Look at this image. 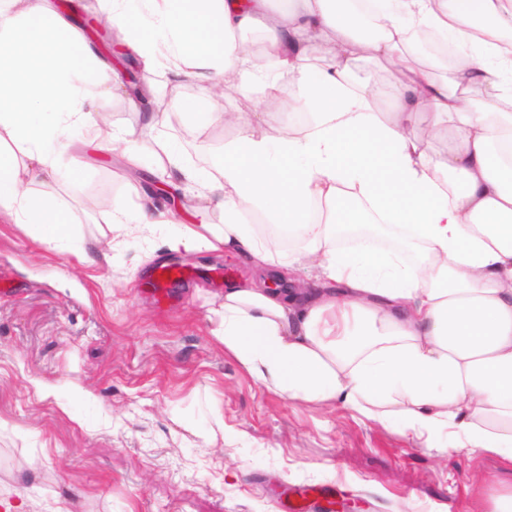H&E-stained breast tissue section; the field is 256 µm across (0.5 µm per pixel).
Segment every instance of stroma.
Listing matches in <instances>:
<instances>
[{
	"label": "stroma",
	"mask_w": 512,
	"mask_h": 512,
	"mask_svg": "<svg viewBox=\"0 0 512 512\" xmlns=\"http://www.w3.org/2000/svg\"><path fill=\"white\" fill-rule=\"evenodd\" d=\"M351 74L387 112L389 65L363 53ZM144 88L165 110L158 125L121 97L106 123L135 131L146 153L163 139L219 153L237 137L198 129L183 110L186 100L211 107L209 83L159 71ZM57 164L59 178L31 190L68 202L69 244L0 218V271L13 288L0 294V501L18 512H281L299 491L329 487L360 512H485L489 495L512 487V465L499 458L423 448L342 406L257 382L215 335L225 288L216 269L238 268L241 284L254 268L221 251H169L175 224L115 236L110 209L88 199L132 208L142 186L96 128L74 133ZM178 261L194 271L158 308L148 274Z\"/></svg>",
	"instance_id": "35a3bbf8"
}]
</instances>
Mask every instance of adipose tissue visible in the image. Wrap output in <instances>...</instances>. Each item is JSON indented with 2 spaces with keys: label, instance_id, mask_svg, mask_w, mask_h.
I'll use <instances>...</instances> for the list:
<instances>
[{
  "label": "adipose tissue",
  "instance_id": "1",
  "mask_svg": "<svg viewBox=\"0 0 512 512\" xmlns=\"http://www.w3.org/2000/svg\"><path fill=\"white\" fill-rule=\"evenodd\" d=\"M101 0L107 21L145 70L186 80L278 89L296 74L312 118L294 133L246 129L223 153L186 155L161 143L158 168L224 211L220 224L185 212L169 250L231 249L291 276L315 270L311 294L256 285L224 290L217 336L267 388L290 399L342 404L449 451L473 448L512 464V0H372L383 24L360 31L346 0ZM263 26V65L240 33ZM450 37L465 62L452 83L434 81L404 51L409 31ZM334 62L313 65L322 45ZM400 75L388 113L375 112L353 81L359 52ZM487 96L476 108L465 90ZM124 87L110 62L47 0H0V212L67 236L74 219L57 197L23 191L56 172V146L102 122ZM432 133L448 126L441 157L405 134L422 110ZM287 231L298 253L272 258L251 218ZM172 210L143 193L137 210H112L116 230L153 232ZM407 232L405 246L341 243L357 226ZM417 246L408 256V246Z\"/></svg>",
  "mask_w": 512,
  "mask_h": 512
}]
</instances>
